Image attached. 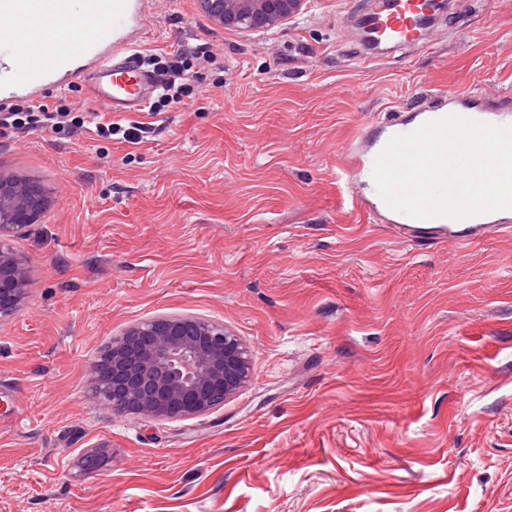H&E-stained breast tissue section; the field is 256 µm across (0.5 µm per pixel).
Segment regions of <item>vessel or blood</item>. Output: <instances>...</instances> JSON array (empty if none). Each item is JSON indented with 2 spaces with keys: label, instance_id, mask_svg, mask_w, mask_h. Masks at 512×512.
Here are the masks:
<instances>
[{
  "label": "vessel or blood",
  "instance_id": "obj_1",
  "mask_svg": "<svg viewBox=\"0 0 512 512\" xmlns=\"http://www.w3.org/2000/svg\"><path fill=\"white\" fill-rule=\"evenodd\" d=\"M141 7L142 0H0V76L9 70L4 51L20 39L18 21L37 18L42 22L36 33L39 58L28 66L20 94L34 99L47 85L65 88L83 80L93 97L114 115L140 111L155 87V79L148 69L133 63V44L124 37L122 26L136 19ZM433 14L432 0H389L385 7L372 0L361 21L382 41L417 47ZM450 115L512 125V109L490 105L474 111L469 92L461 91L437 111L394 121L385 136L364 134L353 139L345 151V174L351 178L371 175L387 138L411 133L426 122ZM372 207L384 211L396 233H422L437 244L467 246L512 233V209L460 219H419L388 208L378 195Z\"/></svg>",
  "mask_w": 512,
  "mask_h": 512
}]
</instances>
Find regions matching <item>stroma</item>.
I'll use <instances>...</instances> for the list:
<instances>
[{"instance_id": "1", "label": "stroma", "mask_w": 512, "mask_h": 512, "mask_svg": "<svg viewBox=\"0 0 512 512\" xmlns=\"http://www.w3.org/2000/svg\"><path fill=\"white\" fill-rule=\"evenodd\" d=\"M367 4L243 33L144 0L137 53L213 54L134 114L149 140L0 133V179L46 200L7 240L0 512H512V236L400 238L338 185L348 138L395 114L512 100V0H448L426 46L369 65ZM164 317L224 324L248 381L196 417L115 413L92 363Z\"/></svg>"}]
</instances>
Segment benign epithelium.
<instances>
[{"instance_id": "benign-epithelium-1", "label": "benign epithelium", "mask_w": 512, "mask_h": 512, "mask_svg": "<svg viewBox=\"0 0 512 512\" xmlns=\"http://www.w3.org/2000/svg\"><path fill=\"white\" fill-rule=\"evenodd\" d=\"M309 0H199L200 7L215 21L244 32L275 26L302 12ZM30 219L27 200L8 182L0 181V303L15 299L24 283L23 265L3 241L25 227ZM188 327L179 318L151 320L131 326L130 335L143 336L160 328L170 337L165 352L168 375L151 379L148 370L155 352H148L120 337L112 348L100 355L98 363L104 370L99 391L113 387L139 392L150 387L142 398L146 414L157 419L189 418L212 409L211 399L217 392L224 399L234 396L249 374L246 348L224 326L202 321L194 324L203 346L197 352L180 349L177 337ZM208 372V382H197L200 369Z\"/></svg>"}]
</instances>
